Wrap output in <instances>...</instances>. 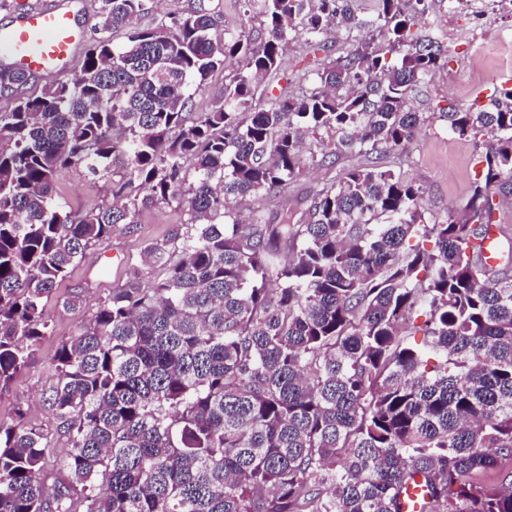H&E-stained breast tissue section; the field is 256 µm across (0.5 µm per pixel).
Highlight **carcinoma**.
<instances>
[{
  "mask_svg": "<svg viewBox=\"0 0 512 512\" xmlns=\"http://www.w3.org/2000/svg\"><path fill=\"white\" fill-rule=\"evenodd\" d=\"M243 0L267 35L222 43L188 9L140 28L154 0H99L102 32L70 79L0 112V391L51 335L46 304L120 224L176 202L188 231L144 252L53 359L49 404L71 451L17 406L0 419V512H512V275L483 262L492 194L512 185V90L491 109L448 108L482 148L464 217H426L425 190L377 162L344 169L300 222L239 214L311 165L408 145L410 100L446 66L409 41L402 0ZM352 50L301 94L254 105L293 33ZM123 29L116 49L107 33ZM239 63L208 112L189 84ZM29 75L0 64V94ZM122 166L112 203L65 209L60 172ZM191 164L195 179L187 177ZM423 336L421 343L412 338Z\"/></svg>",
  "mask_w": 512,
  "mask_h": 512,
  "instance_id": "obj_1",
  "label": "carcinoma"
}]
</instances>
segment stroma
I'll list each match as a JSON object with an SVG mask.
<instances>
[{"instance_id":"obj_1","label":"stroma","mask_w":512,"mask_h":512,"mask_svg":"<svg viewBox=\"0 0 512 512\" xmlns=\"http://www.w3.org/2000/svg\"><path fill=\"white\" fill-rule=\"evenodd\" d=\"M406 10L416 15L415 32L432 34L448 51V64L429 76L411 107L422 113L425 122L415 138L402 151L382 154V166L423 186L424 207L428 215L444 218L449 210H461L466 204L474 174L479 169L480 150L472 140L458 137L448 130L443 113L449 106L492 108L501 99L506 86L501 75L512 70V0H476V13L482 19L480 40H471L464 22L450 19L448 0H433L428 11H421L416 0H405ZM202 8L214 15L217 25L212 31L216 40L248 30L253 39L265 37L259 19L248 18L241 0H157L154 13L141 17L140 24L152 26L157 16L170 11ZM304 36L293 37L283 54L277 73L259 83L254 96L262 107L271 95L285 91L301 92L309 85L304 66L309 60ZM359 157L339 159L335 165L311 166L281 192L260 198L257 203L242 205L244 218L253 211L265 213L288 209L301 214L309 198L329 186L344 168L359 164ZM59 200L73 210L112 200V181L95 180L83 168L64 170L57 181ZM185 211L165 204L144 211L138 223L120 225L110 241L90 249L83 262L62 282L47 304L54 325L51 336L37 352L19 380L9 390L0 392V417L11 418L17 404H24L28 424L41 428L51 439L54 457H62L67 444L57 432V422L47 399L55 378L52 359L63 341L75 336L96 310L102 297L122 287L130 272L140 271L145 278L155 277L156 268L143 265L145 246L164 239L171 228L186 220ZM80 292L77 309L66 310L63 299Z\"/></svg>"}]
</instances>
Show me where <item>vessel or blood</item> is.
Instances as JSON below:
<instances>
[{"instance_id": "b4317fda", "label": "vessel or blood", "mask_w": 512, "mask_h": 512, "mask_svg": "<svg viewBox=\"0 0 512 512\" xmlns=\"http://www.w3.org/2000/svg\"><path fill=\"white\" fill-rule=\"evenodd\" d=\"M83 34L69 7L26 10L11 27L0 29V59L27 73L60 74L69 68Z\"/></svg>"}]
</instances>
